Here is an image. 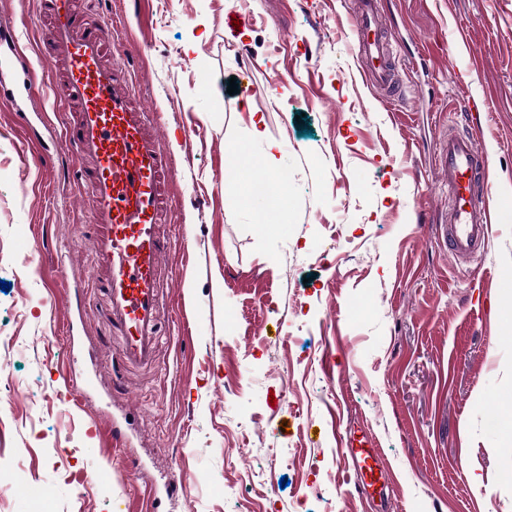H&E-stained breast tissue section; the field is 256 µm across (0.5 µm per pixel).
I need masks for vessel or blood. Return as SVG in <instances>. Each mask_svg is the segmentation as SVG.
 Listing matches in <instances>:
<instances>
[{"label":"vessel or blood","instance_id":"b4317fda","mask_svg":"<svg viewBox=\"0 0 512 512\" xmlns=\"http://www.w3.org/2000/svg\"><path fill=\"white\" fill-rule=\"evenodd\" d=\"M48 22V67L56 91L75 111L64 126L74 147L73 176L89 198L91 268L106 294L104 315L121 342L119 370L149 367L159 358L161 264L169 247L160 227L170 223L172 157L165 153L128 74L109 63L112 33L90 18L84 0H38ZM352 31L365 81L394 93L391 31L378 0H359ZM448 174V249L474 260L501 214L493 195L490 159L469 134L452 132L440 158ZM354 468L378 483L386 467L374 448H349Z\"/></svg>","mask_w":512,"mask_h":512}]
</instances>
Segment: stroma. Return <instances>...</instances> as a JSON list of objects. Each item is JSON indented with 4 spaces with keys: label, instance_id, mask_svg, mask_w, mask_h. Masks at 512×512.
Listing matches in <instances>:
<instances>
[{
    "label": "stroma",
    "instance_id": "35a3bbf8",
    "mask_svg": "<svg viewBox=\"0 0 512 512\" xmlns=\"http://www.w3.org/2000/svg\"><path fill=\"white\" fill-rule=\"evenodd\" d=\"M353 2L91 0L178 161L161 358L107 398L78 400L83 361L49 284L73 274L60 243L74 266L90 252L85 193L59 172L69 147L27 148L0 104V470L23 474L0 512L137 508L151 484L173 490L160 512H512V217L456 262L439 166L449 130L481 128L512 203V0H382L402 87L389 107L360 74ZM240 13L247 29H229ZM2 28L62 126L36 0H0ZM233 78L257 94H228ZM255 119L284 145V224L225 152L264 158ZM111 400L137 414L141 447L95 434ZM364 434L380 488L345 448Z\"/></svg>",
    "mask_w": 512,
    "mask_h": 512
}]
</instances>
